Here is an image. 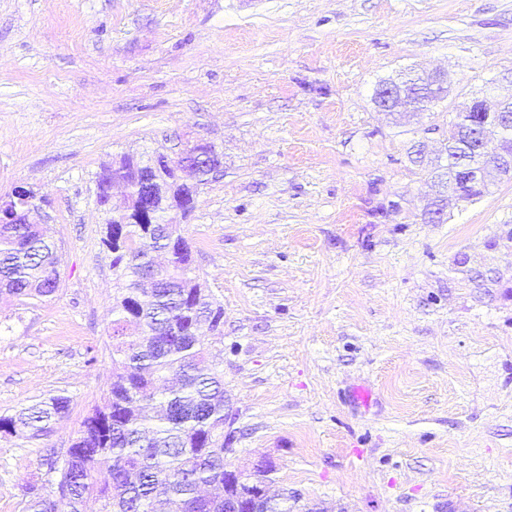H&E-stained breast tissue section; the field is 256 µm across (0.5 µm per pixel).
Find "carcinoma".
Instances as JSON below:
<instances>
[{
  "instance_id": "1",
  "label": "carcinoma",
  "mask_w": 512,
  "mask_h": 512,
  "mask_svg": "<svg viewBox=\"0 0 512 512\" xmlns=\"http://www.w3.org/2000/svg\"><path fill=\"white\" fill-rule=\"evenodd\" d=\"M450 84L413 79L406 96L414 108L448 97ZM461 111L448 113L447 164L433 174L448 178L471 157ZM107 204L101 243L112 253L122 286L112 307V379L100 404L83 419L67 454L49 462L56 479L46 491L28 487V512H224V498L202 491L237 487L224 476V372L210 360L212 343L196 333L200 317H212L211 333L224 327V307L192 268L181 224H125L112 242V169L96 181ZM38 207L36 194L0 214V297H47L58 288L56 243L49 224L19 221ZM150 272L159 287H143ZM69 398L55 396L0 416V442L38 447L67 417ZM104 470L100 483L94 473Z\"/></svg>"
}]
</instances>
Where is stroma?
<instances>
[{"mask_svg": "<svg viewBox=\"0 0 512 512\" xmlns=\"http://www.w3.org/2000/svg\"><path fill=\"white\" fill-rule=\"evenodd\" d=\"M408 66L453 92L399 128L374 93ZM510 91L512 0H0V197L47 198L60 246L52 296L0 300V415L71 399L41 447L0 444V512L112 376L97 173L199 140L225 469L271 463L293 512H512V177L433 223L410 157Z\"/></svg>", "mask_w": 512, "mask_h": 512, "instance_id": "obj_1", "label": "stroma"}]
</instances>
